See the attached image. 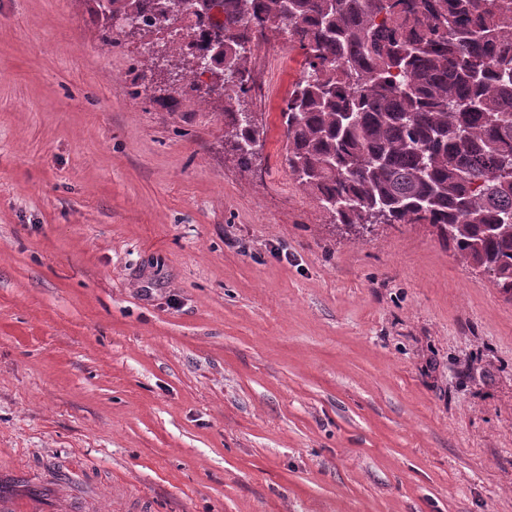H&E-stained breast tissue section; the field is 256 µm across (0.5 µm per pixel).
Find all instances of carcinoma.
<instances>
[{
    "label": "carcinoma",
    "instance_id": "obj_1",
    "mask_svg": "<svg viewBox=\"0 0 512 512\" xmlns=\"http://www.w3.org/2000/svg\"><path fill=\"white\" fill-rule=\"evenodd\" d=\"M143 20L183 21L168 66L195 84L193 50L224 41L235 93L250 91V34L283 31L302 51L280 110L286 162L338 224H429L512 293V0H110ZM224 26L200 31L211 12ZM239 147L263 132L224 108Z\"/></svg>",
    "mask_w": 512,
    "mask_h": 512
}]
</instances>
